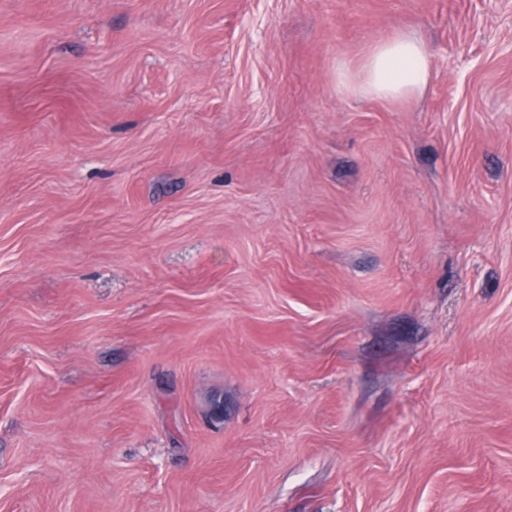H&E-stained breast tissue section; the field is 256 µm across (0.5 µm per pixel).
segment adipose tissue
Wrapping results in <instances>:
<instances>
[{"instance_id":"1","label":"adipose tissue","mask_w":512,"mask_h":512,"mask_svg":"<svg viewBox=\"0 0 512 512\" xmlns=\"http://www.w3.org/2000/svg\"><path fill=\"white\" fill-rule=\"evenodd\" d=\"M431 75V60L418 38L399 33L378 42L358 70L339 66L336 83L349 95L404 101L421 95Z\"/></svg>"}]
</instances>
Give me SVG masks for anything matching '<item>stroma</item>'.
<instances>
[{"label":"stroma","mask_w":512,"mask_h":512,"mask_svg":"<svg viewBox=\"0 0 512 512\" xmlns=\"http://www.w3.org/2000/svg\"><path fill=\"white\" fill-rule=\"evenodd\" d=\"M0 512H512V0H0ZM430 75V56L420 40L409 33H397L378 42L356 72L347 65L339 66L336 83L352 96L404 101L421 95Z\"/></svg>","instance_id":"obj_1"}]
</instances>
